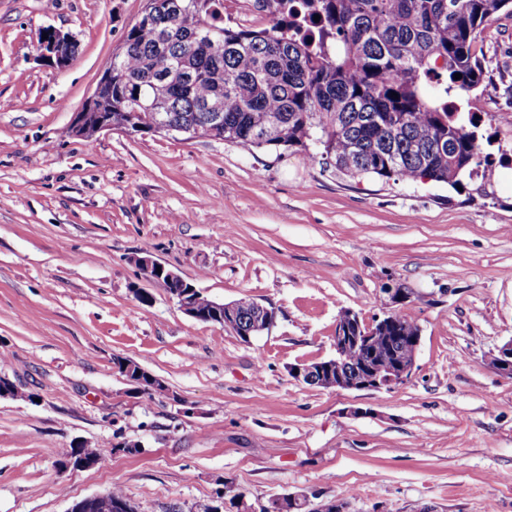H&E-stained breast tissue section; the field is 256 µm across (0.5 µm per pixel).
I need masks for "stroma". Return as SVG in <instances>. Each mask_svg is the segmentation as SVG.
Returning a JSON list of instances; mask_svg holds the SVG:
<instances>
[{"label":"stroma","mask_w":512,"mask_h":512,"mask_svg":"<svg viewBox=\"0 0 512 512\" xmlns=\"http://www.w3.org/2000/svg\"><path fill=\"white\" fill-rule=\"evenodd\" d=\"M147 0H0V512H68L120 488L135 512H240L292 493L346 512H512V14L482 35L491 177L351 178L299 148L70 126ZM70 65L37 61L42 29ZM273 307L239 338L184 314L135 263ZM148 302H141V295ZM397 310L421 342L390 389L309 386L336 320ZM132 360L166 391L138 392ZM133 454L112 453L121 442ZM107 450L63 467L66 450Z\"/></svg>","instance_id":"obj_1"}]
</instances>
